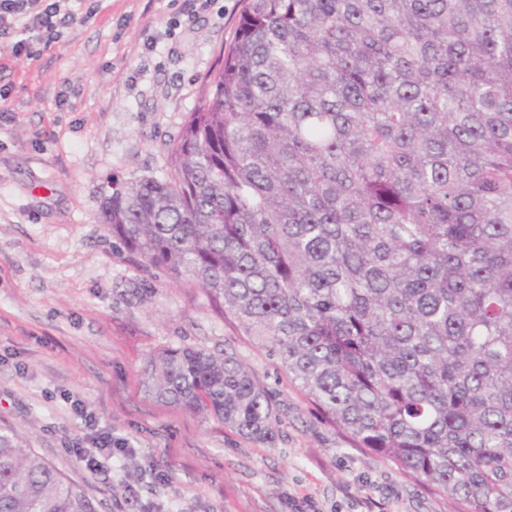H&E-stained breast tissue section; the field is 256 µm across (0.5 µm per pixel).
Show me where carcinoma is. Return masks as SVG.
<instances>
[{
  "mask_svg": "<svg viewBox=\"0 0 512 512\" xmlns=\"http://www.w3.org/2000/svg\"><path fill=\"white\" fill-rule=\"evenodd\" d=\"M123 248L197 285L328 422L452 512H512V0H245L169 171L112 178ZM145 392L270 442L234 353ZM0 512H98L0 430Z\"/></svg>",
  "mask_w": 512,
  "mask_h": 512,
  "instance_id": "carcinoma-1",
  "label": "carcinoma"
}]
</instances>
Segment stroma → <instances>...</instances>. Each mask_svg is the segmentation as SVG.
Masks as SVG:
<instances>
[{
	"label": "stroma",
	"instance_id": "1",
	"mask_svg": "<svg viewBox=\"0 0 512 512\" xmlns=\"http://www.w3.org/2000/svg\"><path fill=\"white\" fill-rule=\"evenodd\" d=\"M242 0H99L33 55L0 56V428L99 512H450L448 500L326 423L267 349L200 289L145 269L100 219L112 177L161 174ZM235 352L269 390L262 442L148 397L158 349ZM94 417L86 424L76 410ZM86 413V414H87ZM112 445L100 471L74 447Z\"/></svg>",
	"mask_w": 512,
	"mask_h": 512
}]
</instances>
